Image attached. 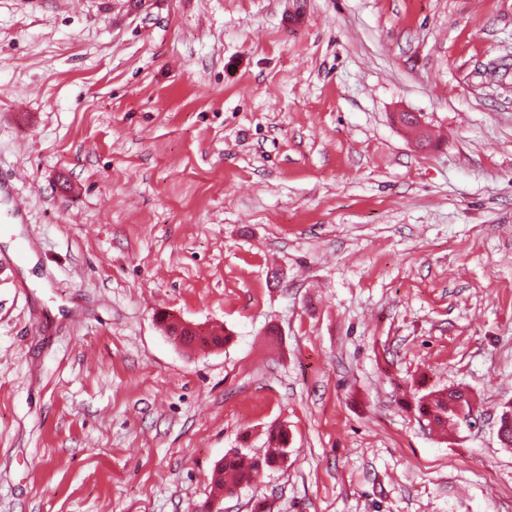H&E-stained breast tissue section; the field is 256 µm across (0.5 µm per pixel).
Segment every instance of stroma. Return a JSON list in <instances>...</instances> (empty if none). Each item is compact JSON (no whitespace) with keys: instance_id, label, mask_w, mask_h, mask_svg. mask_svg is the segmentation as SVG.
I'll use <instances>...</instances> for the list:
<instances>
[{"instance_id":"obj_1","label":"stroma","mask_w":512,"mask_h":512,"mask_svg":"<svg viewBox=\"0 0 512 512\" xmlns=\"http://www.w3.org/2000/svg\"><path fill=\"white\" fill-rule=\"evenodd\" d=\"M1 175L0 512H512V0H0ZM24 198L17 185L11 180L0 179V222L1 224L25 223ZM417 404L422 417L435 429L448 428V423L454 425L460 410L468 414L472 411L470 393L460 388L430 391L418 397ZM272 440L277 441L273 448V452L266 454L263 457L249 455L240 451L228 453L224 456L212 474V479L217 486L230 489L233 485L241 483H250L265 468H274L279 463L283 462L288 454V438L286 434L279 430L277 433L272 431L270 433ZM229 471L234 472L235 481H232V486L224 483V474Z\"/></svg>"}]
</instances>
